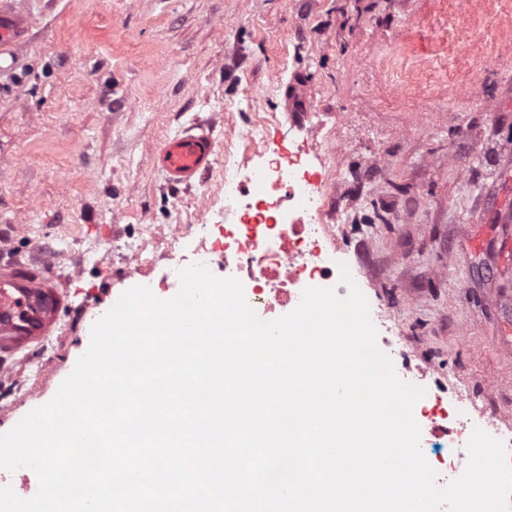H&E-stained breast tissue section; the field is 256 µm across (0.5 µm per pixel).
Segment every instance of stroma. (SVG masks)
I'll return each mask as SVG.
<instances>
[{"label":"stroma","mask_w":512,"mask_h":512,"mask_svg":"<svg viewBox=\"0 0 512 512\" xmlns=\"http://www.w3.org/2000/svg\"><path fill=\"white\" fill-rule=\"evenodd\" d=\"M15 2L30 25L0 50V238L8 259L52 253L71 306L52 343L10 359L47 370L0 389V433L54 398L97 317L141 284L117 244L142 239L170 297L165 244L144 229L209 220L224 163L176 188L150 157L194 121L248 157L253 119L327 171L347 219L334 244L395 369L512 430V0ZM293 81L301 112L285 109Z\"/></svg>","instance_id":"35a3bbf8"}]
</instances>
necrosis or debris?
Masks as SVG:
<instances>
[{
	"mask_svg": "<svg viewBox=\"0 0 512 512\" xmlns=\"http://www.w3.org/2000/svg\"><path fill=\"white\" fill-rule=\"evenodd\" d=\"M243 138L251 157L224 155L222 218L208 224H172L149 227L163 237L171 252L186 264H202L223 277L238 278L248 303L259 318L273 319L277 311L296 309L305 288L332 287L339 296L348 289L340 282L342 258L325 246L334 230L323 186L296 160H284L269 148L263 126L246 127ZM421 423L449 447L468 442L481 428L504 442L512 453V432L503 430L496 416L477 409L464 393H456L453 425L438 423L429 398L418 401Z\"/></svg>",
	"mask_w": 512,
	"mask_h": 512,
	"instance_id": "necrosis-or-debris-1",
	"label": "necrosis or debris"
}]
</instances>
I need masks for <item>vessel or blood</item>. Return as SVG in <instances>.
Returning a JSON list of instances; mask_svg holds the SVG:
<instances>
[{
  "label": "vessel or blood",
  "mask_w": 512,
  "mask_h": 512,
  "mask_svg": "<svg viewBox=\"0 0 512 512\" xmlns=\"http://www.w3.org/2000/svg\"><path fill=\"white\" fill-rule=\"evenodd\" d=\"M29 19L0 5V46L23 40ZM215 161L211 129L190 124L168 139L151 158L171 185L193 186ZM69 293L49 268L44 256L27 262L0 261V358L9 359L57 335Z\"/></svg>",
  "instance_id": "vessel-or-blood-1"
}]
</instances>
